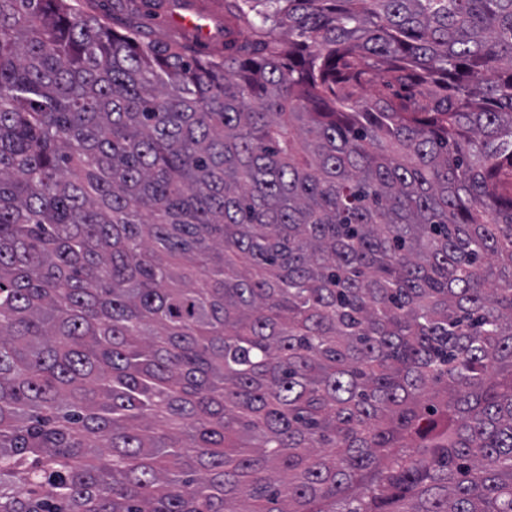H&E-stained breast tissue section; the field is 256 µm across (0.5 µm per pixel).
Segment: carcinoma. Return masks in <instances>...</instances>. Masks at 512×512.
<instances>
[{
    "label": "carcinoma",
    "mask_w": 512,
    "mask_h": 512,
    "mask_svg": "<svg viewBox=\"0 0 512 512\" xmlns=\"http://www.w3.org/2000/svg\"><path fill=\"white\" fill-rule=\"evenodd\" d=\"M136 2L0 0V512H512V0ZM147 3L140 22L152 39L166 41L179 35L194 40L202 54L224 55V0H138ZM202 16L203 29L198 33L182 24L187 16ZM198 40V42H195Z\"/></svg>",
    "instance_id": "1"
}]
</instances>
